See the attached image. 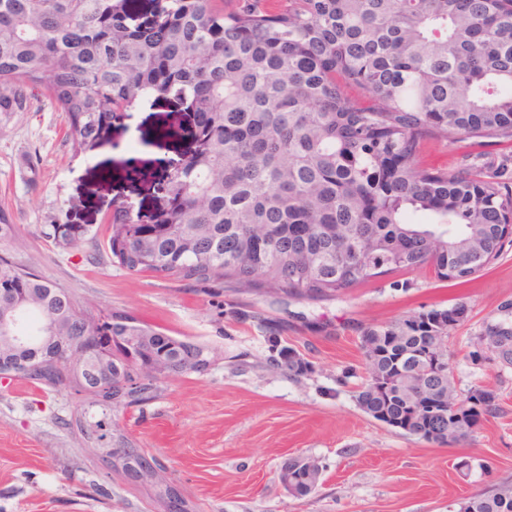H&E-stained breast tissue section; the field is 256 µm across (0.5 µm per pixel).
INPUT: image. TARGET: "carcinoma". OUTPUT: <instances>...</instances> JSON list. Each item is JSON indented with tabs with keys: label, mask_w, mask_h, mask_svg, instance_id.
Wrapping results in <instances>:
<instances>
[{
	"label": "carcinoma",
	"mask_w": 512,
	"mask_h": 512,
	"mask_svg": "<svg viewBox=\"0 0 512 512\" xmlns=\"http://www.w3.org/2000/svg\"><path fill=\"white\" fill-rule=\"evenodd\" d=\"M0 0V124L44 94L64 114L79 156L112 144L142 101L190 100L194 147L165 174L162 220L112 200L108 244L118 264L233 293L334 300L398 270L431 267L463 282L485 269L512 224V197L473 164L449 173L420 163L428 140L512 142V0ZM121 178L145 168L127 160ZM82 240L81 225L59 230ZM0 309L19 308L31 344L20 358L56 349L73 327L112 326L136 336L148 376L207 368L204 348L122 311L99 316L36 273L0 257ZM482 326L468 354L512 369V301ZM466 308H432L360 330L366 377L357 402L375 420L428 443L459 445L501 412L498 390L460 398L438 359ZM265 337L270 363L300 377L314 365ZM172 350L161 354L153 338ZM21 377L81 389L65 364ZM113 409L153 398L157 384L112 372ZM457 512H512V484L458 503Z\"/></svg>",
	"instance_id": "cac0c4a2"
}]
</instances>
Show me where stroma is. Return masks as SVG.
Instances as JSON below:
<instances>
[{"label": "stroma", "mask_w": 512, "mask_h": 512, "mask_svg": "<svg viewBox=\"0 0 512 512\" xmlns=\"http://www.w3.org/2000/svg\"><path fill=\"white\" fill-rule=\"evenodd\" d=\"M183 114L173 101L128 112L125 133L152 171L135 184L105 179L110 148L74 155L64 116L45 96L0 127V208L15 224L14 235L0 240V257L96 310L129 312L211 352L205 372L160 380L153 399L118 411L72 387L0 376V512H159L146 486L113 473L97 454L111 447L116 425L158 460L191 512H456L464 498L512 483V369L467 357L483 323L512 301V243L463 283L438 280L424 266L320 303L280 304L129 271L108 245L112 200L151 208L161 172L192 145L167 134ZM32 157L35 170L20 174ZM423 160L451 172L479 161L512 191V143L428 141ZM53 205L89 226L86 240L63 248L49 238L44 216ZM457 303L467 315L446 343L456 390L463 397L475 385L498 388L503 411L467 443L448 447L374 420L358 406L355 386L365 375L361 328ZM254 311L280 326L283 345L310 361L312 374L293 377L269 364ZM297 455L323 468L304 497L279 479Z\"/></svg>", "instance_id": "stroma-1"}]
</instances>
